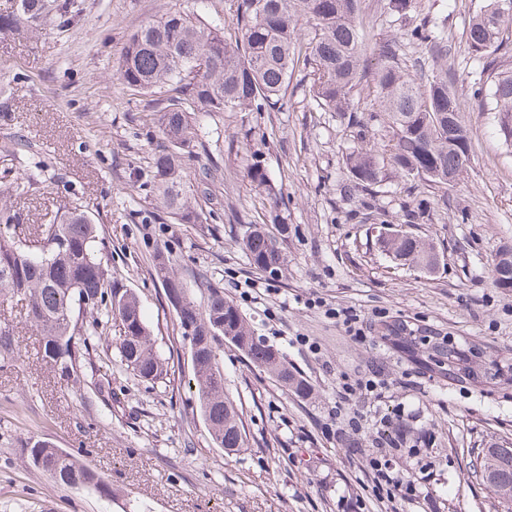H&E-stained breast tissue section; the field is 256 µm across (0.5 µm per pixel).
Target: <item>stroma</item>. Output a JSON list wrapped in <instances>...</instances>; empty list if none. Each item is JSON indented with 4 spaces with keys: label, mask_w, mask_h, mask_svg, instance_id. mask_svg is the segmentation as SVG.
Here are the masks:
<instances>
[{
    "label": "stroma",
    "mask_w": 512,
    "mask_h": 512,
    "mask_svg": "<svg viewBox=\"0 0 512 512\" xmlns=\"http://www.w3.org/2000/svg\"><path fill=\"white\" fill-rule=\"evenodd\" d=\"M70 27L25 38L0 36V188L42 164V184L14 199L12 231L33 232L71 207L100 227L95 246L113 280L140 299L158 353L174 375L135 378L116 349L117 327L103 333L80 384L60 379L42 359L41 336L26 324L25 303L0 296V326L14 330L18 355L0 364V512H507L506 503L471 475L474 451L512 448V386L449 380L425 343L453 336L512 367V288L493 281L496 253L512 246V142L497 113L475 98L495 72L512 70V36L495 60L472 52L471 19L485 0H363L361 23L373 49L353 92L370 143L389 152L392 131L369 79L377 49L399 41L404 66L428 55L409 34L420 23L448 37L444 60L470 133V161L448 201L438 189L387 169L375 191L348 177L358 146L345 119L312 106L308 72L295 73L282 110L200 112L204 150L188 162L213 200L205 219L179 224L156 206L148 132L153 96L113 74L127 36L169 11H197L233 24L237 0H76ZM260 158L268 186L247 175ZM428 217L413 221L419 199ZM268 225L287 263L256 269L243 246L247 228ZM399 225L434 245L440 265L426 273L397 265L375 233ZM168 253L177 276L205 302L208 285L224 290L255 336L307 378L300 398L250 364L231 344L220 348L225 385L242 412L244 448L214 445L199 413L188 344L166 303L153 256ZM350 308L359 334L333 314ZM416 337L414 355L393 348L389 326ZM372 380L374 392L343 396V381ZM401 447L379 444L382 433ZM41 436L112 485L111 496L70 491L27 461ZM385 455L413 495L378 496L372 456Z\"/></svg>",
    "instance_id": "1"
}]
</instances>
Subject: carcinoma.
<instances>
[{
  "mask_svg": "<svg viewBox=\"0 0 512 512\" xmlns=\"http://www.w3.org/2000/svg\"><path fill=\"white\" fill-rule=\"evenodd\" d=\"M0 8V35L22 37L54 25H71L77 8L73 0H6ZM362 0H238L236 25L240 35L224 38V23L189 11L167 12L132 31L117 61L116 75L128 89L160 96L153 113L158 144L152 158L154 187L160 209L180 224H196L201 214L184 161L203 146L194 132L196 112H269L281 108L288 80L298 66L312 69V101L324 112L348 116L362 142L347 162L356 185L372 190L385 180V164L407 179H419L444 190L448 174L458 177L469 161L470 136L455 93L448 86V68L440 65L421 73L402 67L399 45L388 43L379 52L374 87L393 133L389 162L364 145L368 126L357 116L351 91L360 76L368 43L359 21ZM305 16L314 28L308 40L296 29ZM512 25V0H487L469 24L468 42L479 54L500 49V36ZM413 36L431 57L448 56L442 36L421 27ZM488 93L493 110L512 118V73L503 72ZM456 113V130L448 137V113ZM43 171L24 170L0 189V295L27 301L26 319L41 336L42 359L67 381H79L87 355L101 341L104 327L114 321L120 334L121 361L133 375L150 380L168 375V361L155 350L139 298L112 285L107 268L95 254L98 225L75 206L51 224L41 225L22 241L8 229L17 221L11 197L29 192ZM252 264L275 272L286 258L278 240L254 224L243 238ZM382 251L404 265L436 267L434 247L411 234L391 238ZM154 268L161 281H176L169 257L159 253ZM494 282L512 287V264L493 263ZM183 336L198 342L193 368L199 411L212 426V442L220 448H242L246 432L234 400L224 388V368L218 361V327L247 340L244 356L294 395L311 394L310 382L293 372L276 349L253 336L238 306L221 288H210L206 303L188 296L176 312ZM438 366H448V379L477 381L474 367L480 353L456 340H428ZM475 476L505 502L512 501V457L504 448H484ZM27 454L32 466L70 489L93 488L106 496L110 484L75 454L44 447L31 438Z\"/></svg>",
  "mask_w": 512,
  "mask_h": 512,
  "instance_id": "carcinoma-1",
  "label": "carcinoma"
}]
</instances>
